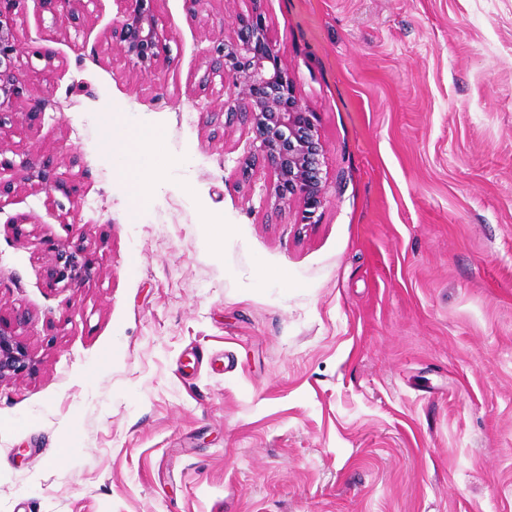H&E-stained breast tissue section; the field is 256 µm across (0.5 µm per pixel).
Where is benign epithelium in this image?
Segmentation results:
<instances>
[{
  "instance_id": "1",
  "label": "benign epithelium",
  "mask_w": 512,
  "mask_h": 512,
  "mask_svg": "<svg viewBox=\"0 0 512 512\" xmlns=\"http://www.w3.org/2000/svg\"><path fill=\"white\" fill-rule=\"evenodd\" d=\"M25 0H0V171L19 169L23 180L62 192L68 204L57 206L70 215L79 207L77 190L57 175L61 159L43 156L20 162L8 156L10 137L18 127L39 125L48 97L30 93V76L22 68L24 55L52 60L46 47H24L16 37V26ZM41 8L54 15L67 12L78 19L91 0H39ZM119 16L112 21L105 39L109 47L132 62L140 73L152 74L165 56L167 45L159 30L156 0H118ZM248 15L236 17L233 34L218 39L203 75L208 82L218 75L236 90L234 104L222 100L214 110L240 117L253 134L257 158L272 171L270 195L279 207L302 204L300 223L310 224L326 203L323 165L325 149L318 136L316 113L299 98L288 65L268 35L266 17L257 3ZM25 103L18 110L19 103ZM49 260L44 278L50 285L83 278L89 270L84 249L69 248L55 240L45 241ZM29 323L24 311L5 316L0 313V381L21 379L36 370L37 363L19 338Z\"/></svg>"
}]
</instances>
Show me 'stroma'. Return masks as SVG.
Wrapping results in <instances>:
<instances>
[{"label": "stroma", "instance_id": "1", "mask_svg": "<svg viewBox=\"0 0 512 512\" xmlns=\"http://www.w3.org/2000/svg\"><path fill=\"white\" fill-rule=\"evenodd\" d=\"M252 7L158 0L146 76L102 48L115 0L25 4L57 107L18 149L68 155L80 206L68 233L57 191L0 204L37 361L0 382V512H512V0H262L326 149L311 224L200 82ZM108 119L155 136L140 192ZM65 237L91 274L51 286ZM43 11H48L53 15H60L66 11L73 19H79L84 16L87 3L90 0H38Z\"/></svg>", "mask_w": 512, "mask_h": 512}]
</instances>
